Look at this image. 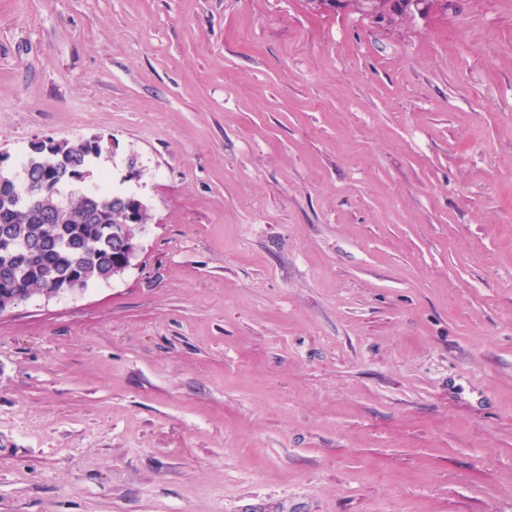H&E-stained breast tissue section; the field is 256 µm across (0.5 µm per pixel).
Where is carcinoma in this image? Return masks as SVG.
I'll return each mask as SVG.
<instances>
[{
    "label": "carcinoma",
    "mask_w": 512,
    "mask_h": 512,
    "mask_svg": "<svg viewBox=\"0 0 512 512\" xmlns=\"http://www.w3.org/2000/svg\"><path fill=\"white\" fill-rule=\"evenodd\" d=\"M59 150L65 165L55 155L26 154L24 163L50 178L28 205L16 206L11 189L0 187V310L48 288L108 281L123 259L112 228L132 233L126 222L131 193L107 189L84 195L70 189L68 167L89 173L97 158L79 140L63 141ZM102 215L110 222L101 223Z\"/></svg>",
    "instance_id": "1"
}]
</instances>
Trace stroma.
Returning <instances> with one entry per match:
<instances>
[{
	"label": "stroma",
	"instance_id": "1",
	"mask_svg": "<svg viewBox=\"0 0 512 512\" xmlns=\"http://www.w3.org/2000/svg\"><path fill=\"white\" fill-rule=\"evenodd\" d=\"M459 3L0 0V152L112 139L151 215L0 314V512H512V0ZM363 1H383L384 4L388 6L389 10V20H392L394 16L404 18L406 20H411L412 14L409 12V9L411 8V5L408 3H401V2H411V1H422V0H395V3H387L391 2V0H343V3L340 2H332V0H325L323 3H320L318 0L313 2L314 8L317 9L319 6L320 8L324 9H330L333 10L336 6V11L346 9L351 10L355 12H359L362 10ZM340 4L342 5V8L340 7Z\"/></svg>",
	"mask_w": 512,
	"mask_h": 512
}]
</instances>
